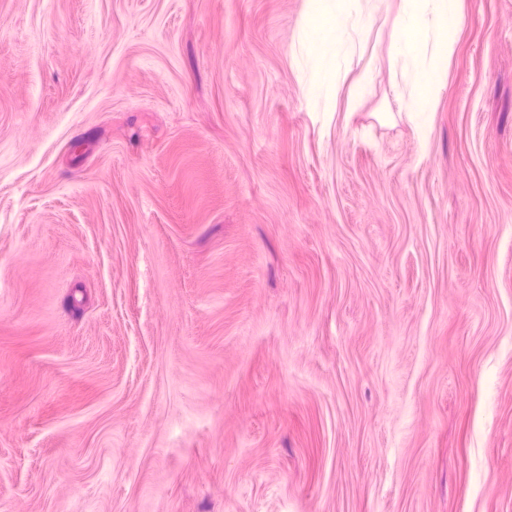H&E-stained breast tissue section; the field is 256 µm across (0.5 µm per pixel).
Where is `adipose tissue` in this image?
<instances>
[{"mask_svg":"<svg viewBox=\"0 0 512 512\" xmlns=\"http://www.w3.org/2000/svg\"><path fill=\"white\" fill-rule=\"evenodd\" d=\"M384 0H304L294 56L311 111L329 112L361 48L368 21ZM457 0H401L389 54L392 90L406 116L428 130V107L446 87L448 60L461 23Z\"/></svg>","mask_w":512,"mask_h":512,"instance_id":"ef3b65f1","label":"adipose tissue"}]
</instances>
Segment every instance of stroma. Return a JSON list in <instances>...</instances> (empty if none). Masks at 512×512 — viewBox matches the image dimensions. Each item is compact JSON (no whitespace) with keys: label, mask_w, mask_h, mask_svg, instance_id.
Instances as JSON below:
<instances>
[{"label":"stroma","mask_w":512,"mask_h":512,"mask_svg":"<svg viewBox=\"0 0 512 512\" xmlns=\"http://www.w3.org/2000/svg\"><path fill=\"white\" fill-rule=\"evenodd\" d=\"M302 8L0 0V512H512V0L425 136ZM385 0H304L294 56L311 112H332L364 40L368 21Z\"/></svg>","instance_id":"35a3bbf8"}]
</instances>
